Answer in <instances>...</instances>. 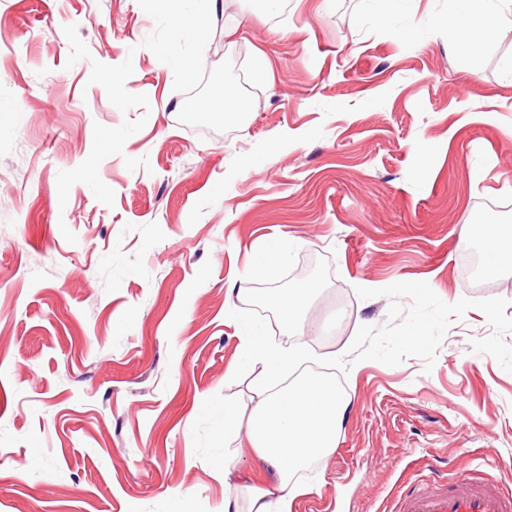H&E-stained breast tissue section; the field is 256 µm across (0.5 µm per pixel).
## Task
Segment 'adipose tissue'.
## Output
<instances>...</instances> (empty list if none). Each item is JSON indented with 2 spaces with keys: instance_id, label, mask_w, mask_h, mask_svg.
<instances>
[{
  "instance_id": "obj_1",
  "label": "adipose tissue",
  "mask_w": 512,
  "mask_h": 512,
  "mask_svg": "<svg viewBox=\"0 0 512 512\" xmlns=\"http://www.w3.org/2000/svg\"><path fill=\"white\" fill-rule=\"evenodd\" d=\"M240 369L255 372L253 389L257 402L248 424H241L233 406L224 408V431H246L253 459L274 466L278 477L269 484L253 480L232 459L224 461V485L248 484L249 512H288L295 494L293 473L312 456L328 454L336 446L349 407L345 396L333 386L302 379L284 388L273 382L298 358L297 353L270 346L257 328L241 337Z\"/></svg>"
}]
</instances>
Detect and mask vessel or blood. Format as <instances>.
<instances>
[{
    "label": "vessel or blood",
    "mask_w": 512,
    "mask_h": 512,
    "mask_svg": "<svg viewBox=\"0 0 512 512\" xmlns=\"http://www.w3.org/2000/svg\"><path fill=\"white\" fill-rule=\"evenodd\" d=\"M473 465L455 463L450 480L441 474L403 486L396 500L397 512H512V496L490 484L473 482Z\"/></svg>",
    "instance_id": "b4317fda"
}]
</instances>
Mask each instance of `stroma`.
Instances as JSON below:
<instances>
[{"mask_svg":"<svg viewBox=\"0 0 512 512\" xmlns=\"http://www.w3.org/2000/svg\"><path fill=\"white\" fill-rule=\"evenodd\" d=\"M217 2L206 68L266 76L228 132L179 123L137 0H0V512H248L224 488L225 459L251 462L224 431L256 402L246 318L350 401L289 512H370L463 457L512 493V265L473 295L461 232L512 205V32L451 45L459 0ZM128 58L149 106L123 113L89 76ZM142 116L99 167L113 206L83 183L60 203L95 124ZM309 255L327 273L292 327L229 301Z\"/></svg>","mask_w":512,"mask_h":512,"instance_id":"stroma-1","label":"stroma"}]
</instances>
